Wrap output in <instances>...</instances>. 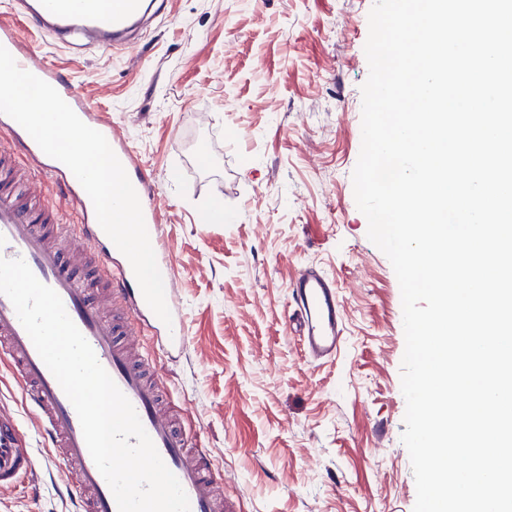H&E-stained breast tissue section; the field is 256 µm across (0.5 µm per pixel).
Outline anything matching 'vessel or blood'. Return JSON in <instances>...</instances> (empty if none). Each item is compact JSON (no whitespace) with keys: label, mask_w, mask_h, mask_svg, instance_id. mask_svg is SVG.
I'll use <instances>...</instances> for the list:
<instances>
[{"label":"vessel or blood","mask_w":512,"mask_h":512,"mask_svg":"<svg viewBox=\"0 0 512 512\" xmlns=\"http://www.w3.org/2000/svg\"><path fill=\"white\" fill-rule=\"evenodd\" d=\"M13 3L19 15L37 21L45 37L101 50L129 41L151 10L148 0ZM0 45L21 69L54 87L85 124L107 139L139 197L172 322L164 324L150 309L130 262L99 225L91 199L69 168L47 156L20 124L2 113L0 130L7 132L10 145H23L42 175L65 182L82 220L47 231L44 223L49 213L33 212L19 202L20 197L40 190V179L0 185V258L24 259L35 276L61 297L68 316L131 402L166 466L179 480L189 498L190 512H234L218 495L224 484L223 470L210 466L205 449H191L188 434L178 431L160 410L163 375L154 370L150 357L133 353L145 328L160 341L170 361L180 360L191 346L176 286L173 250L164 236L162 207L148 175L130 151L120 126L99 114L82 89L23 47L11 24H0ZM289 288L293 311L288 328L298 336L308 360L336 359L345 339V309L334 278L307 265L294 274ZM0 358L6 359L18 376L28 412L45 426L50 437L60 440L63 462L74 474L69 490L81 512H118L114 495L90 456L72 403L36 351L11 301L2 294ZM38 466V458L22 446L16 412L1 408L0 491L31 476Z\"/></svg>","instance_id":"1"}]
</instances>
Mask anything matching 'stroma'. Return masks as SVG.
<instances>
[{"mask_svg": "<svg viewBox=\"0 0 512 512\" xmlns=\"http://www.w3.org/2000/svg\"><path fill=\"white\" fill-rule=\"evenodd\" d=\"M374 0H174L126 48L43 37L0 0L45 63L117 122L163 202L191 348L165 370L179 423L231 476L237 512H413L401 440V291L353 193ZM222 203L225 221L207 220ZM305 264L333 275L344 350L312 363L286 322ZM0 403L42 454L46 434L0 360ZM62 463L0 493V512H79Z\"/></svg>", "mask_w": 512, "mask_h": 512, "instance_id": "1", "label": "stroma"}]
</instances>
